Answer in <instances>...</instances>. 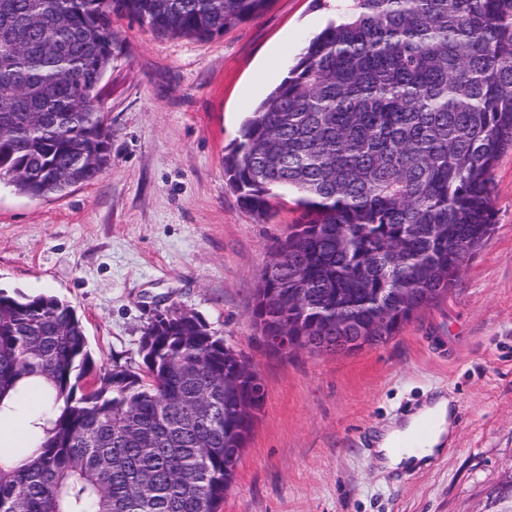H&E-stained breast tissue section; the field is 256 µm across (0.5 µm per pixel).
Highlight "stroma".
Masks as SVG:
<instances>
[{
    "label": "stroma",
    "instance_id": "stroma-1",
    "mask_svg": "<svg viewBox=\"0 0 512 512\" xmlns=\"http://www.w3.org/2000/svg\"><path fill=\"white\" fill-rule=\"evenodd\" d=\"M313 0H270L208 40L112 20L100 85L111 131L100 177L30 198L0 183V288L51 293L82 319L95 367L141 365L156 307L201 316L260 373L266 399L222 512H504L512 476V147L492 174L494 228L446 301L387 343L280 356L251 317L256 276L301 212L260 219L224 176L248 109L332 18ZM448 397L449 444L428 464L376 462L379 434Z\"/></svg>",
    "mask_w": 512,
    "mask_h": 512
}]
</instances>
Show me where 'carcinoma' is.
<instances>
[{
    "mask_svg": "<svg viewBox=\"0 0 512 512\" xmlns=\"http://www.w3.org/2000/svg\"><path fill=\"white\" fill-rule=\"evenodd\" d=\"M269 0H0V180L30 198L107 164L98 86L112 17L208 40ZM334 17L251 107L224 174L259 216L296 195L252 317L263 336L372 346L448 296L494 226L512 146V0H315ZM85 328L48 294L0 288V421L34 390L0 512H219L266 390L249 359L177 307L142 366L91 374Z\"/></svg>",
    "mask_w": 512,
    "mask_h": 512,
    "instance_id": "cac0c4a2",
    "label": "carcinoma"
}]
</instances>
